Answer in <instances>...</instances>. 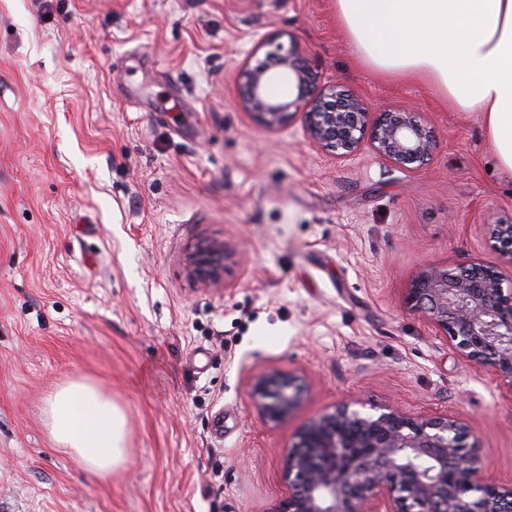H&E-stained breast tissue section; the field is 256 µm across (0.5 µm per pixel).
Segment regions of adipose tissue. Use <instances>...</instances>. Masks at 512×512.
<instances>
[{"label": "adipose tissue", "instance_id": "adipose-tissue-1", "mask_svg": "<svg viewBox=\"0 0 512 512\" xmlns=\"http://www.w3.org/2000/svg\"><path fill=\"white\" fill-rule=\"evenodd\" d=\"M360 59L381 75L430 84L456 112L481 113L489 147L512 175V0H332ZM44 421L78 468L106 478L125 460V417L75 376Z\"/></svg>", "mask_w": 512, "mask_h": 512}]
</instances>
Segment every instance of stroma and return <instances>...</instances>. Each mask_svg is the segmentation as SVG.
Here are the masks:
<instances>
[{
    "label": "stroma",
    "instance_id": "35a3bbf8",
    "mask_svg": "<svg viewBox=\"0 0 512 512\" xmlns=\"http://www.w3.org/2000/svg\"><path fill=\"white\" fill-rule=\"evenodd\" d=\"M433 136L423 168L339 159L241 105L276 44ZM512 177L476 112L360 63L331 0H0V512H271L299 431L344 399L460 417L512 481V401L403 306L429 264L483 260ZM237 245L228 288L198 245ZM305 379L264 423L252 382ZM124 413L125 462L77 470L43 423L74 375ZM234 249L227 244L213 243L195 251L189 258L190 275L205 284L228 288L224 273L227 263L233 258Z\"/></svg>",
    "mask_w": 512,
    "mask_h": 512
}]
</instances>
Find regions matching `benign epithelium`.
<instances>
[{"mask_svg":"<svg viewBox=\"0 0 512 512\" xmlns=\"http://www.w3.org/2000/svg\"><path fill=\"white\" fill-rule=\"evenodd\" d=\"M276 64L259 62L243 73L242 103L256 124L276 130L301 116L311 141L338 158L357 154L363 142L391 163L426 164L432 135L409 112H381L369 123L363 101L336 87L314 90L313 74L294 43L277 44ZM288 84V98H273L270 84ZM489 239L512 256V216L487 225ZM234 249L213 243L189 258L190 275L225 283ZM405 308L420 315L469 365L487 371L512 397V290L484 262L451 268L432 263L413 281ZM300 379L273 372L252 385V403L269 425L300 403ZM288 496L272 512H512V481L489 475L481 443L460 419L412 417L396 409L374 412L345 401L310 420L283 462Z\"/></svg>","mask_w":512,"mask_h":512,"instance_id":"obj_1","label":"benign epithelium"}]
</instances>
